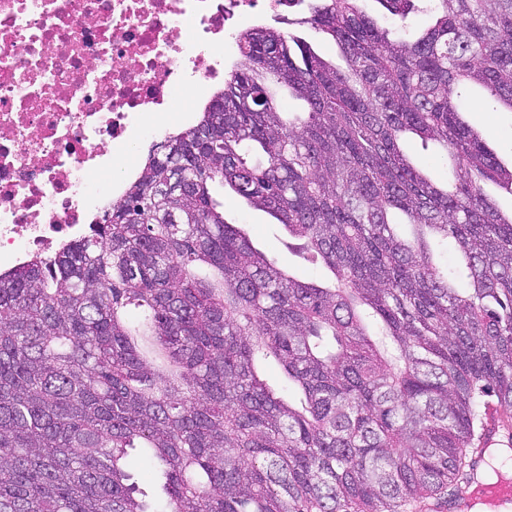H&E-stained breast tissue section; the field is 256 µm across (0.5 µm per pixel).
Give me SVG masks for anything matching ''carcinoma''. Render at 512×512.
Masks as SVG:
<instances>
[{
  "label": "carcinoma",
  "mask_w": 512,
  "mask_h": 512,
  "mask_svg": "<svg viewBox=\"0 0 512 512\" xmlns=\"http://www.w3.org/2000/svg\"><path fill=\"white\" fill-rule=\"evenodd\" d=\"M358 2L312 0L300 19L345 68L251 27L201 120L103 223L0 273V512L472 508L488 417L512 451V214L484 191L512 193V167L457 89L512 111V0H434L413 39ZM377 2L395 21L419 0ZM407 132L443 146L452 185L410 162ZM215 183L331 280L272 265ZM448 239L449 271L433 249ZM270 362L291 394L263 379ZM134 448L154 498L126 472Z\"/></svg>",
  "instance_id": "1"
}]
</instances>
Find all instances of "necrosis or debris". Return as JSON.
<instances>
[{
	"label": "necrosis or debris",
	"instance_id": "necrosis-or-debris-1",
	"mask_svg": "<svg viewBox=\"0 0 512 512\" xmlns=\"http://www.w3.org/2000/svg\"><path fill=\"white\" fill-rule=\"evenodd\" d=\"M292 0H0V269L87 235L142 138L224 82V47ZM122 158L125 180L112 176Z\"/></svg>",
	"mask_w": 512,
	"mask_h": 512
}]
</instances>
